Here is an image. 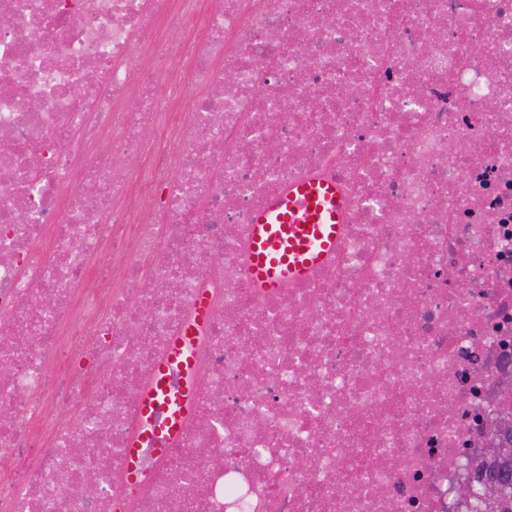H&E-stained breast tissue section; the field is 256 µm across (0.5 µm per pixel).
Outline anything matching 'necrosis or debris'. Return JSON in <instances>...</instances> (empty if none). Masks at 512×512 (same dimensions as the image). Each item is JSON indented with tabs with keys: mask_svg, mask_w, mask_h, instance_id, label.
Listing matches in <instances>:
<instances>
[{
	"mask_svg": "<svg viewBox=\"0 0 512 512\" xmlns=\"http://www.w3.org/2000/svg\"><path fill=\"white\" fill-rule=\"evenodd\" d=\"M0 13V512H469L448 458L512 415V0ZM313 178L346 236L261 293L253 217ZM200 292L196 394L128 487Z\"/></svg>",
	"mask_w": 512,
	"mask_h": 512,
	"instance_id": "1",
	"label": "necrosis or debris"
}]
</instances>
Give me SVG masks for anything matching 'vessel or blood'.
Wrapping results in <instances>:
<instances>
[{"label":"vessel or blood","instance_id":"obj_1","mask_svg":"<svg viewBox=\"0 0 512 512\" xmlns=\"http://www.w3.org/2000/svg\"><path fill=\"white\" fill-rule=\"evenodd\" d=\"M346 200L335 182L310 180L288 188L258 212L248 247L247 271L261 292L274 293L304 280L335 252L345 233ZM209 299L196 294L193 316L174 337L141 395L140 427L126 450V478L140 479L145 449L178 435L197 387L199 330L208 320Z\"/></svg>","mask_w":512,"mask_h":512}]
</instances>
